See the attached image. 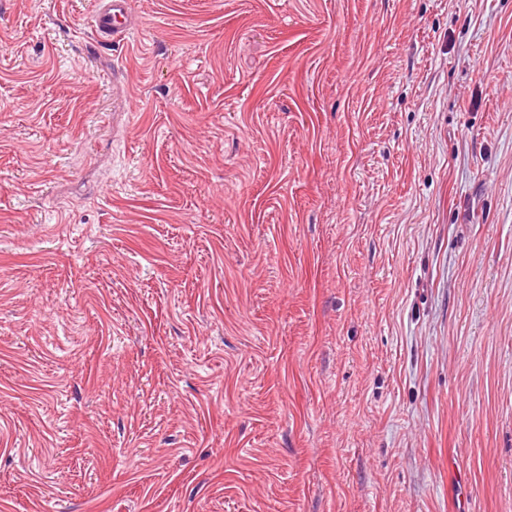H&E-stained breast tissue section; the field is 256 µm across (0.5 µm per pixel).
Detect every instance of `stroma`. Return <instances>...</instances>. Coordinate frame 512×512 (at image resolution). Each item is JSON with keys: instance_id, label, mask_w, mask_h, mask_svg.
I'll list each match as a JSON object with an SVG mask.
<instances>
[{"instance_id": "stroma-1", "label": "stroma", "mask_w": 512, "mask_h": 512, "mask_svg": "<svg viewBox=\"0 0 512 512\" xmlns=\"http://www.w3.org/2000/svg\"><path fill=\"white\" fill-rule=\"evenodd\" d=\"M0 0V512H512V0ZM131 14L128 0H100L92 24L96 33L112 37V41L125 40L131 30Z\"/></svg>"}]
</instances>
